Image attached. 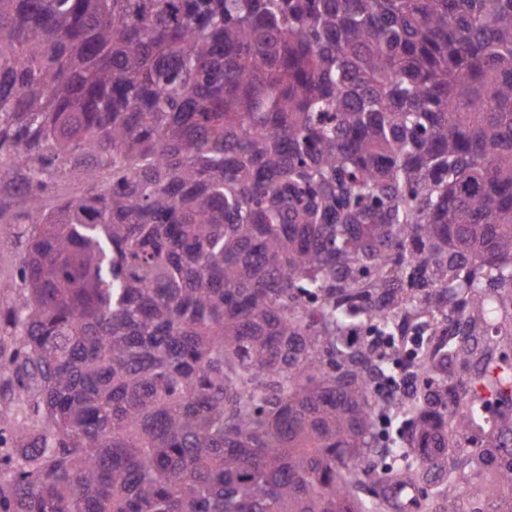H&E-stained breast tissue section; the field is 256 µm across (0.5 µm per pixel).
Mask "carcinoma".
I'll return each mask as SVG.
<instances>
[{"label": "carcinoma", "instance_id": "1", "mask_svg": "<svg viewBox=\"0 0 512 512\" xmlns=\"http://www.w3.org/2000/svg\"><path fill=\"white\" fill-rule=\"evenodd\" d=\"M0 224V512H381V415L456 512L448 369L512 362V0H0ZM26 248L25 224H0V319L2 320L22 294L16 272Z\"/></svg>", "mask_w": 512, "mask_h": 512}]
</instances>
